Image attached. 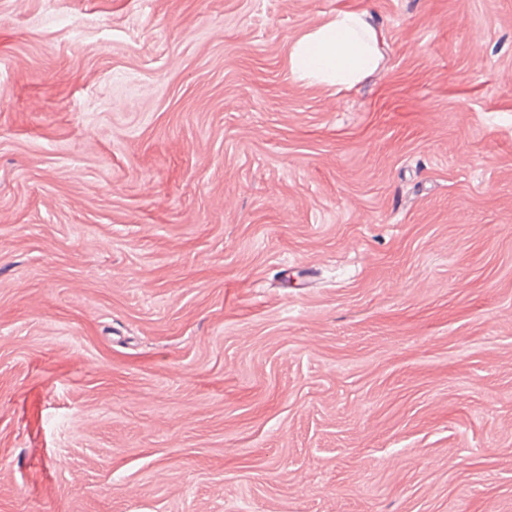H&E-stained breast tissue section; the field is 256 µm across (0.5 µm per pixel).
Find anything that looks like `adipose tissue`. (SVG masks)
<instances>
[{
	"label": "adipose tissue",
	"instance_id": "adipose-tissue-1",
	"mask_svg": "<svg viewBox=\"0 0 512 512\" xmlns=\"http://www.w3.org/2000/svg\"><path fill=\"white\" fill-rule=\"evenodd\" d=\"M376 33L359 14L339 12L291 47L290 68L299 78L352 87L378 64Z\"/></svg>",
	"mask_w": 512,
	"mask_h": 512
}]
</instances>
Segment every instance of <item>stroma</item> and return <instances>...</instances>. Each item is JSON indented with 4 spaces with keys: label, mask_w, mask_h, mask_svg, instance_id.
<instances>
[{
    "label": "stroma",
    "mask_w": 512,
    "mask_h": 512,
    "mask_svg": "<svg viewBox=\"0 0 512 512\" xmlns=\"http://www.w3.org/2000/svg\"><path fill=\"white\" fill-rule=\"evenodd\" d=\"M0 512H512V0H0ZM376 33L359 14L338 12L291 47V71L300 79L351 88L378 64Z\"/></svg>",
    "instance_id": "obj_1"
}]
</instances>
